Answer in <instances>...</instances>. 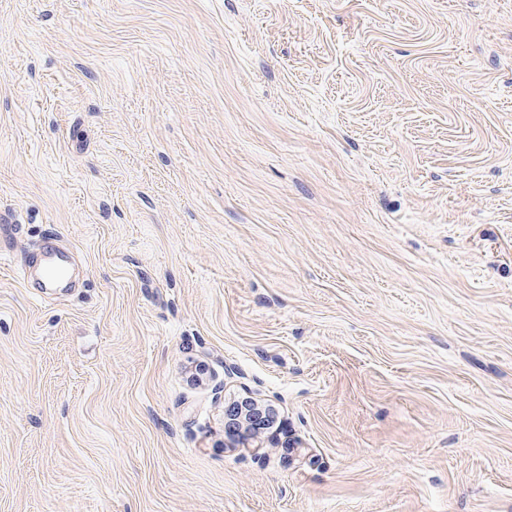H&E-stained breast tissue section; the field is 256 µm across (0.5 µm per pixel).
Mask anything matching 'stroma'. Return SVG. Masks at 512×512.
<instances>
[{"label":"stroma","mask_w":512,"mask_h":512,"mask_svg":"<svg viewBox=\"0 0 512 512\" xmlns=\"http://www.w3.org/2000/svg\"><path fill=\"white\" fill-rule=\"evenodd\" d=\"M4 214L0 512H512V0H0ZM252 403L250 404V412H243L242 410L239 412V408H237L233 403L228 406L227 415L230 417L229 422L227 423V427L229 431L236 432L237 438L232 440V445L236 447H253V448H264L267 442L270 441V437L267 439H262L263 432H255L253 434L245 433L244 429H250L251 425L260 418L265 410L264 407L258 405V403L250 400ZM233 417V418H232ZM248 435L247 438H243L242 435ZM249 441L251 443H249ZM250 444L252 446H250Z\"/></svg>","instance_id":"obj_1"}]
</instances>
